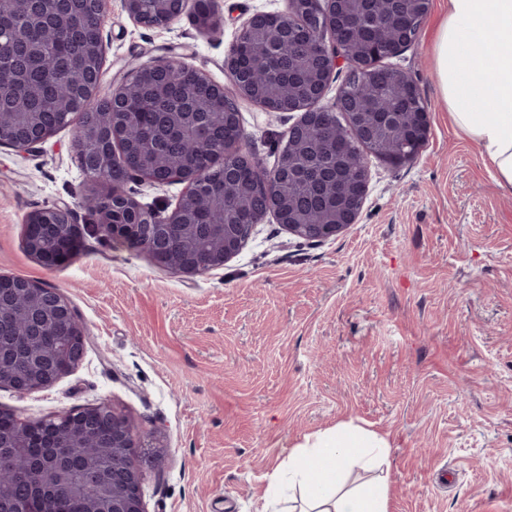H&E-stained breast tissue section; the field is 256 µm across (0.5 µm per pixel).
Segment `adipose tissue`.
<instances>
[{"mask_svg": "<svg viewBox=\"0 0 512 512\" xmlns=\"http://www.w3.org/2000/svg\"><path fill=\"white\" fill-rule=\"evenodd\" d=\"M485 49L482 68L474 47ZM448 113L480 151L498 186L512 190V0H448L435 47ZM391 442L354 422L306 437L290 448L271 476L268 492L300 488L303 512H390ZM376 471L358 489L345 486L350 470Z\"/></svg>", "mask_w": 512, "mask_h": 512, "instance_id": "ef3b65f1", "label": "adipose tissue"}]
</instances>
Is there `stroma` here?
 Wrapping results in <instances>:
<instances>
[{
	"label": "stroma",
	"mask_w": 512,
	"mask_h": 512,
	"mask_svg": "<svg viewBox=\"0 0 512 512\" xmlns=\"http://www.w3.org/2000/svg\"><path fill=\"white\" fill-rule=\"evenodd\" d=\"M224 32L188 18L136 25L106 0L102 89L137 64L180 57L227 82L228 44L286 0H223ZM447 0H431L406 71L430 133L417 157L368 156L357 224L321 244L274 218L223 268L186 279L87 229L93 190L73 127L0 147V275L60 289L86 324V356L53 386L0 387L24 420L108 403L163 439L144 467L146 512H264L275 449L351 421L392 442L391 512H512V192L451 125L433 60ZM247 149L269 158L298 115L240 106ZM69 205L80 253L48 268L22 246L31 211Z\"/></svg>",
	"instance_id": "stroma-1"
}]
</instances>
